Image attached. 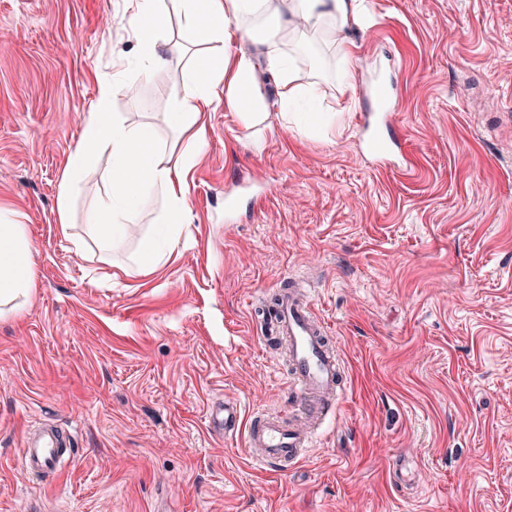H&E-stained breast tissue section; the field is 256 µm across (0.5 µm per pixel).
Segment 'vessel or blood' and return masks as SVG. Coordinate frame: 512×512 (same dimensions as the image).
<instances>
[{
    "instance_id": "obj_1",
    "label": "vessel or blood",
    "mask_w": 512,
    "mask_h": 512,
    "mask_svg": "<svg viewBox=\"0 0 512 512\" xmlns=\"http://www.w3.org/2000/svg\"><path fill=\"white\" fill-rule=\"evenodd\" d=\"M256 322L266 343L277 344L288 355V378L299 402L301 418L256 411L247 432L253 462L272 469L301 460L313 447L317 432L342 382L335 345L315 317L309 292L278 290L263 297ZM215 428L233 435L239 428V408L224 400L210 411ZM73 454L72 435L52 422L32 426L21 448V464L28 473L58 475L62 461Z\"/></svg>"
}]
</instances>
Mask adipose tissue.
<instances>
[{"mask_svg": "<svg viewBox=\"0 0 512 512\" xmlns=\"http://www.w3.org/2000/svg\"><path fill=\"white\" fill-rule=\"evenodd\" d=\"M175 7L202 50L195 56L181 83L175 88L172 108L166 113L169 126L186 134L180 151L169 149L153 126L128 125L110 110L112 88L100 87L95 109L85 122L84 142L65 166L61 184L59 224L68 234L67 203L86 164L95 150L110 149L112 168L108 174V202L91 211L85 233L96 243L102 257L121 249L133 230L135 217L146 207L153 188L166 200L163 228L139 241L141 263L159 266L177 248L189 221L187 199L189 174L204 152L207 139L206 115L217 98L237 113L247 127L265 120L263 95L254 81L252 58L233 56L223 46L237 37L260 38L265 47L267 70L278 87L279 103L288 128L301 129L292 108L310 96V86L299 82L292 61L281 52L278 39L288 36L303 42L320 35L332 40L344 57L355 55L358 45L350 32L362 16L363 0H173ZM159 0H132L126 22L143 53V69L163 68L167 58L161 39L166 17ZM35 285L32 247L25 225L10 211L0 210V305L28 296Z\"/></svg>", "mask_w": 512, "mask_h": 512, "instance_id": "obj_1", "label": "adipose tissue"}]
</instances>
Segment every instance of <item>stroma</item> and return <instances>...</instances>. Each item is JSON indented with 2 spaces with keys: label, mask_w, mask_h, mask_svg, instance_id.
<instances>
[{
  "label": "stroma",
  "mask_w": 512,
  "mask_h": 512,
  "mask_svg": "<svg viewBox=\"0 0 512 512\" xmlns=\"http://www.w3.org/2000/svg\"><path fill=\"white\" fill-rule=\"evenodd\" d=\"M364 4L352 58L284 49L319 93L300 111L335 113L326 131L284 130L260 45H228L255 63L263 138L215 101L192 222L150 269L137 240L106 261L66 240L59 185L100 83H121L113 113L177 140L165 114L189 32L171 18L168 64L147 74L128 0H0V204L27 226L36 278L0 315V512H512V0ZM382 83L399 90L405 159L381 168L360 133ZM108 164L74 189L73 234ZM283 282L312 289L345 385L314 448L279 473L206 410H291L254 321ZM45 420L77 450L54 482L19 460ZM397 458L416 470L404 490Z\"/></svg>",
  "instance_id": "1"
}]
</instances>
